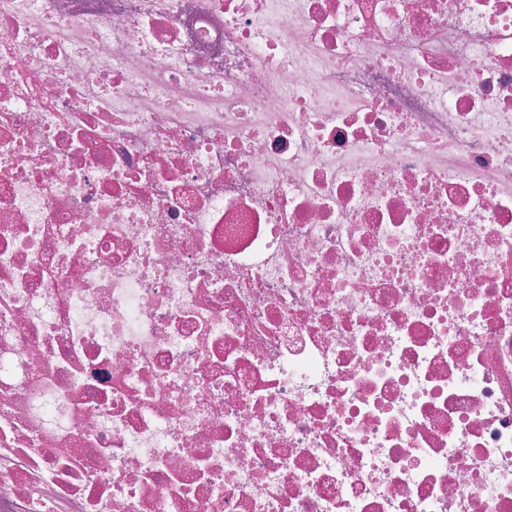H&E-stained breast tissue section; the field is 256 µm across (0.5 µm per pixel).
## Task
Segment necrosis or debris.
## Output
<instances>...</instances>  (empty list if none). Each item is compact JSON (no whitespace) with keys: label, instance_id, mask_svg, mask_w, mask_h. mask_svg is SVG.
Wrapping results in <instances>:
<instances>
[{"label":"necrosis or debris","instance_id":"obj_1","mask_svg":"<svg viewBox=\"0 0 512 512\" xmlns=\"http://www.w3.org/2000/svg\"><path fill=\"white\" fill-rule=\"evenodd\" d=\"M0 512H512V0H0Z\"/></svg>","mask_w":512,"mask_h":512}]
</instances>
